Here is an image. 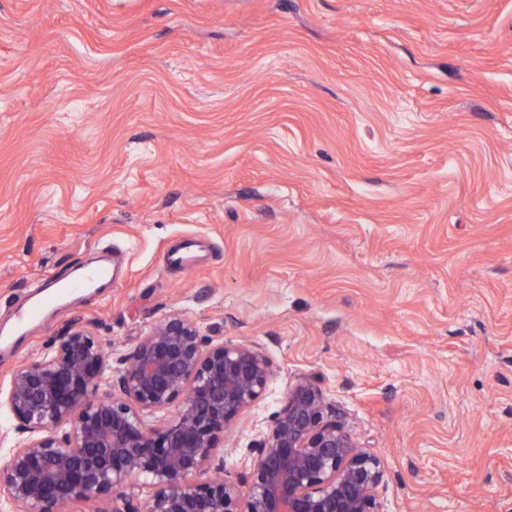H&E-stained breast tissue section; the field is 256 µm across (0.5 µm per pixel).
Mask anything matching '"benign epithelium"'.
<instances>
[{"mask_svg":"<svg viewBox=\"0 0 512 512\" xmlns=\"http://www.w3.org/2000/svg\"><path fill=\"white\" fill-rule=\"evenodd\" d=\"M274 376L262 347L181 316L115 361L75 323L8 376L0 512H381V457L329 419L312 376L253 441L247 492L223 477L224 435Z\"/></svg>","mask_w":512,"mask_h":512,"instance_id":"benign-epithelium-1","label":"benign epithelium"}]
</instances>
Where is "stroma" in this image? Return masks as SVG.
I'll list each match as a JSON object with an SVG mask.
<instances>
[{
    "instance_id": "obj_1",
    "label": "stroma",
    "mask_w": 512,
    "mask_h": 512,
    "mask_svg": "<svg viewBox=\"0 0 512 512\" xmlns=\"http://www.w3.org/2000/svg\"><path fill=\"white\" fill-rule=\"evenodd\" d=\"M108 245V295L17 331ZM173 313L274 363L240 488L312 375L383 512H512V0H0V382ZM197 249L195 240L186 239L181 246L166 254L165 261L168 265L180 269L192 268L197 263Z\"/></svg>"
}]
</instances>
